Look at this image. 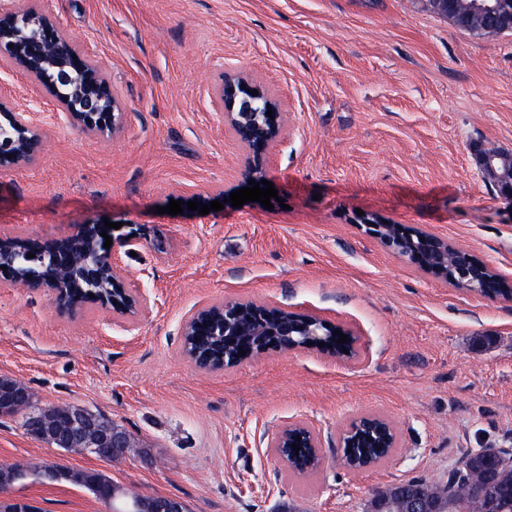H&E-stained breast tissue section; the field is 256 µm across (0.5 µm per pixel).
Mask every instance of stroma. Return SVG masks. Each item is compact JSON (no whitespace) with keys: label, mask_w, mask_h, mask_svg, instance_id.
Wrapping results in <instances>:
<instances>
[{"label":"stroma","mask_w":512,"mask_h":512,"mask_svg":"<svg viewBox=\"0 0 512 512\" xmlns=\"http://www.w3.org/2000/svg\"><path fill=\"white\" fill-rule=\"evenodd\" d=\"M112 81L116 138L57 120L41 90L0 74V100L37 102L49 147L0 170V235L54 238L84 223L162 232L166 253L114 246L126 286L150 311L72 319L49 296L0 288V380L35 407L106 414L141 452L117 462L31 438L0 418V466L98 470L125 489L172 496L189 512H365L373 493L447 481L463 454L512 449V301L437 281L385 250L366 217L446 237L512 281V202L475 149L512 154V32L460 29L428 0H45ZM281 98L289 132L267 176L282 205L201 215L164 206L242 187L245 153L213 102L228 69ZM256 300L356 327L349 364L266 354L221 371L183 353L182 322L215 302ZM378 415L397 446L369 471L338 461L340 435ZM310 427L323 460L298 473L272 444ZM13 495L41 512H109L84 488L27 481Z\"/></svg>","instance_id":"1"}]
</instances>
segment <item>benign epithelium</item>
Returning <instances> with one entry per match:
<instances>
[{
    "mask_svg": "<svg viewBox=\"0 0 512 512\" xmlns=\"http://www.w3.org/2000/svg\"><path fill=\"white\" fill-rule=\"evenodd\" d=\"M499 0H478L476 11L482 20L494 25L512 26V17L498 13ZM0 69L20 76L44 89L55 111L87 135L105 138L120 133L124 112L112 83L91 52L78 43L43 0H0ZM213 99L224 114V125L246 153L245 180L259 183L267 179L270 156L283 138L288 121L284 102L259 79L239 71L225 72L212 88ZM272 116H267V112ZM37 104L7 106L0 103V133L10 134L0 149V169L29 168L43 153L47 134L36 117ZM497 150L483 148L479 163L483 171L497 176L494 186L512 201V176L498 173ZM369 233L392 254L415 252L417 266L443 283L458 285V291L491 301H512V284L486 263H473L474 256L462 247L433 232L405 229L400 224L367 221ZM112 235L103 224H78L70 234L51 239L0 236V288L23 292L44 291L56 310L69 317L81 315L89 306L129 319L145 312L149 298L126 287L121 267L112 259V249L104 247L101 232ZM424 241H419V238ZM150 239V231L139 228L124 235L122 246L131 252ZM38 252L52 262V272L39 276L24 271L19 259L25 250ZM210 327L212 351L220 366H239L269 352L315 351L347 364L360 356L361 340L354 327L332 323L313 312L291 311L274 303L227 301L192 312L182 327V336H200ZM349 337L338 342L336 331ZM245 355H240L237 348ZM24 393V384L15 381L0 389V417L14 408V392ZM385 421L377 415L364 416L348 424L343 435L350 436ZM299 424L285 426L273 448L275 456L288 465L284 449L298 445L321 448L310 428L309 435L298 433ZM62 440L77 441L85 454L97 457L106 451L126 455L133 439L113 426L108 418L88 409L72 406L62 422ZM152 512H186L178 498L156 496L150 499ZM393 501L387 489L377 491L366 512H392ZM410 512H445L443 495L419 497L408 505Z\"/></svg>",
    "mask_w": 512,
    "mask_h": 512,
    "instance_id": "1",
    "label": "benign epithelium"
}]
</instances>
